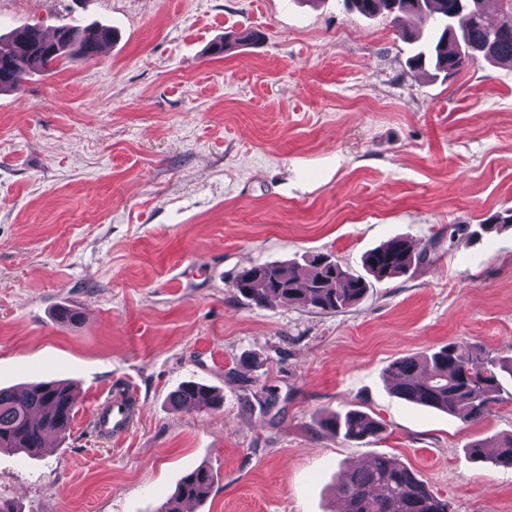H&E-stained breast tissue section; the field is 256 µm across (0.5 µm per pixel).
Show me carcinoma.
I'll return each instance as SVG.
<instances>
[{"instance_id": "carcinoma-1", "label": "carcinoma", "mask_w": 512, "mask_h": 512, "mask_svg": "<svg viewBox=\"0 0 512 512\" xmlns=\"http://www.w3.org/2000/svg\"><path fill=\"white\" fill-rule=\"evenodd\" d=\"M360 15L371 18L393 13L425 16L432 21L427 36L404 33L414 44L413 68L430 67L443 77L458 73L483 58L512 66V0L501 5L499 20L487 22L490 0H345ZM112 29L61 27L48 39L34 27H22L0 40V92L19 91L33 74L52 73L74 56L95 57L103 43L112 41ZM427 259L426 250L416 251L412 241L393 237L365 254L363 265L375 280L391 279L409 272ZM369 288L365 277L352 273L328 255L307 260V269L296 262H270L238 272L233 289L244 299L263 306L277 302L310 305L336 312L362 300ZM512 375L509 360L483 358L467 346L450 342L420 356L394 361L387 376L394 394L408 402L442 410L466 422L483 420L501 400L499 374ZM179 405L216 409L224 398L215 390L189 381L174 396ZM75 415L71 385L39 382L22 389L0 388V450H22L28 454L48 447L50 437H62ZM319 426L349 442L377 435L380 425L367 414L350 410L325 417ZM477 458L493 449L495 463L512 468V435L468 445ZM214 483L213 471L200 466L186 474L174 496L158 512H180L187 501L204 500ZM338 496L344 512H449L448 500L434 493L412 469L379 456L351 468L340 485Z\"/></svg>"}]
</instances>
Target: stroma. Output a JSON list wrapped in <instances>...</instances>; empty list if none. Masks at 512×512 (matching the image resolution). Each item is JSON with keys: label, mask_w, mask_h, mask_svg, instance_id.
<instances>
[{"label": "stroma", "mask_w": 512, "mask_h": 512, "mask_svg": "<svg viewBox=\"0 0 512 512\" xmlns=\"http://www.w3.org/2000/svg\"><path fill=\"white\" fill-rule=\"evenodd\" d=\"M112 27L95 58L0 92V387L75 382L64 439L0 451V497L22 512H157L180 478H217L193 512H339L349 464L386 455L451 512H512V471L471 442L512 434V377L471 424L390 393L397 358L449 342L512 357V66L431 79L399 27L342 0H0V36ZM256 44L223 56L229 32ZM429 257L355 306L252 304L243 268L331 255L363 273L392 236ZM86 311L64 322L60 309ZM195 381L217 410L175 407ZM127 434L93 408L123 384ZM357 409L360 443L318 425Z\"/></svg>", "instance_id": "obj_1"}]
</instances>
